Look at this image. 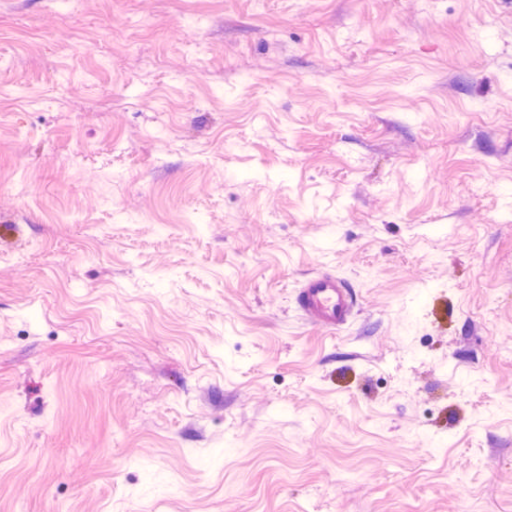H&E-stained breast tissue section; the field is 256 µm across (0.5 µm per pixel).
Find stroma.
Here are the masks:
<instances>
[{
	"label": "stroma",
	"mask_w": 512,
	"mask_h": 512,
	"mask_svg": "<svg viewBox=\"0 0 512 512\" xmlns=\"http://www.w3.org/2000/svg\"><path fill=\"white\" fill-rule=\"evenodd\" d=\"M0 512H512V0H0ZM295 303L311 325L321 330L335 331L352 320L357 298L353 289L335 274L317 271L300 282Z\"/></svg>",
	"instance_id": "stroma-1"
}]
</instances>
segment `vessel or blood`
Instances as JSON below:
<instances>
[{
	"label": "vessel or blood",
	"mask_w": 512,
	"mask_h": 512,
	"mask_svg": "<svg viewBox=\"0 0 512 512\" xmlns=\"http://www.w3.org/2000/svg\"><path fill=\"white\" fill-rule=\"evenodd\" d=\"M295 303L298 311L311 325L334 331L352 320L357 298L353 289L335 274L318 271L301 281L295 294Z\"/></svg>",
	"instance_id": "vessel-or-blood-1"
}]
</instances>
